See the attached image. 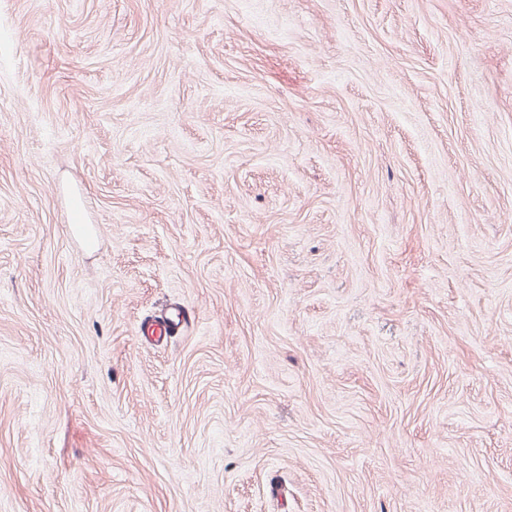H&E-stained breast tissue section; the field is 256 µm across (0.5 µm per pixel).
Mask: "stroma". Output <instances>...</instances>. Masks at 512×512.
Segmentation results:
<instances>
[{
	"instance_id": "obj_1",
	"label": "stroma",
	"mask_w": 512,
	"mask_h": 512,
	"mask_svg": "<svg viewBox=\"0 0 512 512\" xmlns=\"http://www.w3.org/2000/svg\"><path fill=\"white\" fill-rule=\"evenodd\" d=\"M0 512H512V0H0Z\"/></svg>"
}]
</instances>
